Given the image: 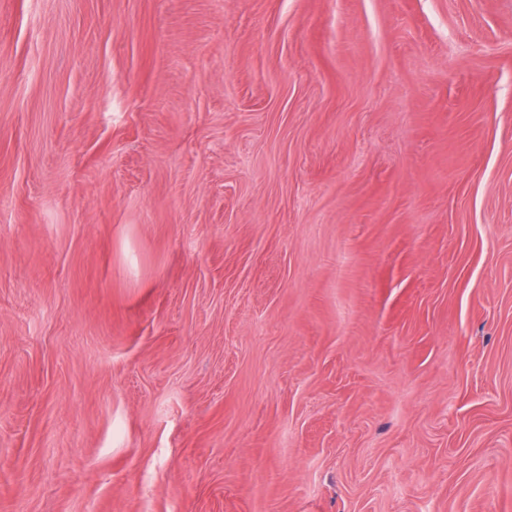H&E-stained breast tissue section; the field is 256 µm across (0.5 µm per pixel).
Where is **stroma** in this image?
I'll return each mask as SVG.
<instances>
[{"label": "stroma", "instance_id": "stroma-1", "mask_svg": "<svg viewBox=\"0 0 512 512\" xmlns=\"http://www.w3.org/2000/svg\"><path fill=\"white\" fill-rule=\"evenodd\" d=\"M0 512H512V0H0Z\"/></svg>", "mask_w": 512, "mask_h": 512}]
</instances>
